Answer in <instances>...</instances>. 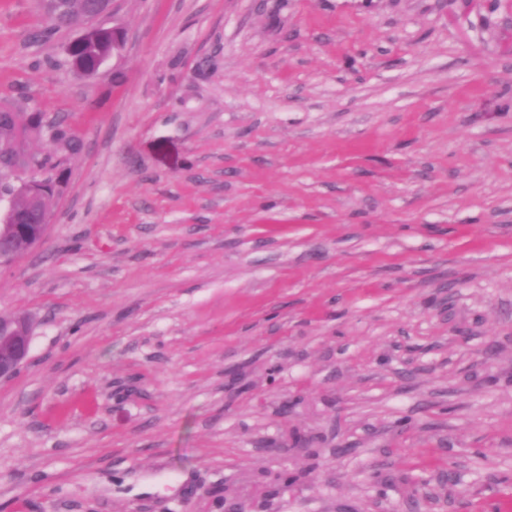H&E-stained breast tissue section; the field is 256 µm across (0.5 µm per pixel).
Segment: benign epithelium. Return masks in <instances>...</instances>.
Here are the masks:
<instances>
[{"label": "benign epithelium", "mask_w": 512, "mask_h": 512, "mask_svg": "<svg viewBox=\"0 0 512 512\" xmlns=\"http://www.w3.org/2000/svg\"><path fill=\"white\" fill-rule=\"evenodd\" d=\"M43 5L59 24L74 28L86 22V18L72 15L64 0H43ZM124 34L117 28L94 26L73 40L67 52L79 47L82 52L94 58L97 66H102L110 53L118 50L123 43ZM7 198V205L0 211V241L12 243V249L4 254L0 252V265H7L22 253L35 248L44 239L49 224L52 223L51 210L43 207V198L51 192L49 183L33 178L17 188ZM27 200L29 209L38 212L36 223L27 220L25 210H18L14 197ZM33 336L32 318L25 313L11 317L0 316V381L14 378L27 362Z\"/></svg>", "instance_id": "7a95c632"}]
</instances>
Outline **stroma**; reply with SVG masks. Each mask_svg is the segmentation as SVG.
I'll use <instances>...</instances> for the list:
<instances>
[{"label": "stroma", "instance_id": "stroma-1", "mask_svg": "<svg viewBox=\"0 0 512 512\" xmlns=\"http://www.w3.org/2000/svg\"><path fill=\"white\" fill-rule=\"evenodd\" d=\"M101 23L88 79L0 0V102L79 142H25L53 221L0 267L34 325L0 512H512V0ZM124 34L117 28H105L100 25L87 29L83 35L73 40L68 48V55L72 59V49L78 46L82 52L94 58L98 70L105 62L109 54L118 50L123 43ZM96 65L93 68L88 67L87 71L94 73Z\"/></svg>", "mask_w": 512, "mask_h": 512}]
</instances>
